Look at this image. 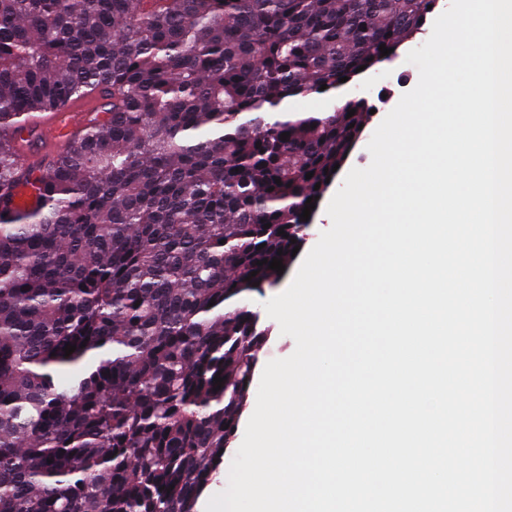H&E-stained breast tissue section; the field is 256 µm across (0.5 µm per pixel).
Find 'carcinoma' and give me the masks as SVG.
<instances>
[{
  "mask_svg": "<svg viewBox=\"0 0 512 512\" xmlns=\"http://www.w3.org/2000/svg\"><path fill=\"white\" fill-rule=\"evenodd\" d=\"M429 5L0 0V512H194L267 336L244 297L283 279L257 262L290 268L376 108L280 106L390 61ZM92 93L108 119L24 165L33 114ZM12 205L16 209H30L40 202V193L31 183H19L13 190Z\"/></svg>",
  "mask_w": 512,
  "mask_h": 512,
  "instance_id": "obj_1",
  "label": "carcinoma"
}]
</instances>
